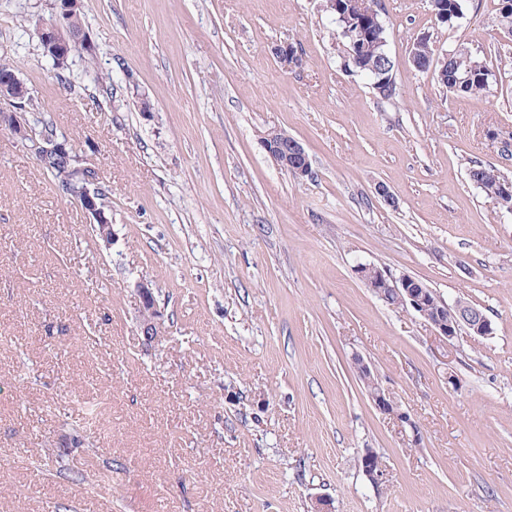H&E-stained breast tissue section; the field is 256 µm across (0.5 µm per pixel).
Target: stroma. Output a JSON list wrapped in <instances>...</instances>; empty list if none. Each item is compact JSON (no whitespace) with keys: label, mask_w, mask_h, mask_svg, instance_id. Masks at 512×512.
I'll return each instance as SVG.
<instances>
[{"label":"stroma","mask_w":512,"mask_h":512,"mask_svg":"<svg viewBox=\"0 0 512 512\" xmlns=\"http://www.w3.org/2000/svg\"><path fill=\"white\" fill-rule=\"evenodd\" d=\"M52 4L0 0V59L99 170L115 241L97 247L0 128V512H512V214L468 177L479 161L512 178L485 135L512 133L499 0H465L450 27L428 0H381L390 100L342 69L325 0H82L95 55L65 84L33 30ZM424 35L480 58L493 95L417 70ZM283 42L302 67L282 68ZM269 129L303 144L311 178L269 158ZM360 264L483 307L492 335L440 341ZM142 280L164 312L149 345ZM357 356L420 445L376 411Z\"/></svg>","instance_id":"35a3bbf8"}]
</instances>
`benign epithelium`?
Here are the masks:
<instances>
[{"label": "benign epithelium", "instance_id": "obj_1", "mask_svg": "<svg viewBox=\"0 0 512 512\" xmlns=\"http://www.w3.org/2000/svg\"><path fill=\"white\" fill-rule=\"evenodd\" d=\"M329 6L339 14V19L355 16L364 20L365 25L356 33L343 30L342 34L350 37L351 49L348 54L355 57L365 56L362 69L375 78L374 85L386 82L389 55L387 41L381 36L382 24L378 21L379 11L375 8L376 0H328ZM80 5L79 0H55L51 19L40 23L37 36L44 48V54L58 63L68 61L76 52H93V46L85 32H77L70 27L71 16ZM274 53L285 69L299 68L303 63L301 52L290 43H283L274 48ZM28 94L26 85L14 71H0V100L12 104L22 103ZM7 125L15 138L25 144L26 149L34 154L40 162L46 164L51 159L61 157L69 159L70 150L67 140L59 139L57 134L35 136L31 130L26 112L13 110L0 114V125ZM269 157L280 167L290 168L291 174L298 180H304L312 174L310 159L304 146L294 137L279 130L277 133L261 140ZM78 166L67 175L60 188L63 195L76 203L89 218V223L96 236L97 244L106 248L112 246V216L106 211L102 196L100 172L92 166L83 164L81 157H76ZM357 274L371 291L381 288L394 292L404 304L424 319L442 341L452 342L465 330L478 336L493 334L492 322L487 314L468 301L458 300L453 307H436L430 297L429 288L421 285L410 276L395 277L384 269L372 265H360ZM140 299L139 330L147 343L162 335L163 312L159 309L152 284L141 281L137 285ZM358 374L367 378L372 389L369 394L375 409L401 426L409 427L413 442L419 443L421 435L415 422L402 411L390 393L384 390L374 377L369 366L359 357L355 358ZM364 473L374 482L383 479L384 468L376 460V453L369 449L361 457Z\"/></svg>", "mask_w": 512, "mask_h": 512}]
</instances>
